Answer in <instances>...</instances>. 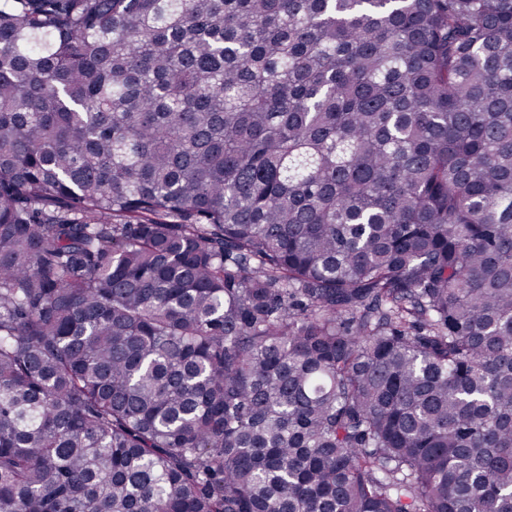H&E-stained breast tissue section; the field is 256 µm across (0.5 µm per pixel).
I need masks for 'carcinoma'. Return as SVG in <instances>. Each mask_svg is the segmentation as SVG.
I'll list each match as a JSON object with an SVG mask.
<instances>
[{"mask_svg": "<svg viewBox=\"0 0 512 512\" xmlns=\"http://www.w3.org/2000/svg\"><path fill=\"white\" fill-rule=\"evenodd\" d=\"M0 512H512V0H0Z\"/></svg>", "mask_w": 512, "mask_h": 512, "instance_id": "obj_1", "label": "carcinoma"}]
</instances>
